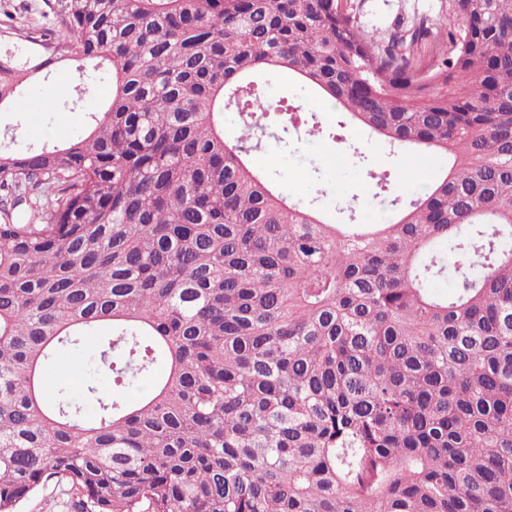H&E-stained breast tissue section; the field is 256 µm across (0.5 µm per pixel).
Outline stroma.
Segmentation results:
<instances>
[{
  "label": "stroma",
  "mask_w": 512,
  "mask_h": 512,
  "mask_svg": "<svg viewBox=\"0 0 512 512\" xmlns=\"http://www.w3.org/2000/svg\"><path fill=\"white\" fill-rule=\"evenodd\" d=\"M361 20L375 35H384L395 23L409 22L437 12L445 0H361ZM53 22L46 0H0V44L34 48V37ZM80 77L74 67L63 66L46 82L31 86L22 112H0V144L17 149L54 144L78 136L87 127L92 112L110 98V84L90 83L81 107L63 109L64 101L75 94ZM266 98L287 100L300 111L315 114L323 134L307 136L289 133L284 141L265 139L250 161L255 168L273 174L281 190L292 200L322 211L330 220L345 222L349 212H357L360 223L378 224L387 215V206L376 197L369 170L382 168L394 175V190L407 194L429 185L448 166L443 156L427 155L422 166L403 152L390 153L388 146L371 131L345 120L342 113L327 106L324 98L300 89L287 73H279L265 83ZM364 158L354 155V148ZM98 337H91L75 351L65 353L62 365L71 367L65 387L70 397L82 404L85 418L97 414L95 403L84 396L93 365ZM18 512H75L73 496L66 484L53 480L42 484L20 503Z\"/></svg>",
  "instance_id": "stroma-1"
}]
</instances>
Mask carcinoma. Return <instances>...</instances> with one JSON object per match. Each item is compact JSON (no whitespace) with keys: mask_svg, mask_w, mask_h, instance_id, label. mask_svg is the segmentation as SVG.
Returning <instances> with one entry per match:
<instances>
[{"mask_svg":"<svg viewBox=\"0 0 512 512\" xmlns=\"http://www.w3.org/2000/svg\"><path fill=\"white\" fill-rule=\"evenodd\" d=\"M447 2L380 40L353 0H48L43 52L0 48V107L112 83L0 150V512L55 477L77 512H512V0ZM277 72L448 169L369 172L383 224L290 200L249 162ZM103 324L88 420L43 383ZM81 82L74 67L63 66L46 82L33 85L27 92L22 113L0 112V143L2 148L39 147L78 136L90 122L92 112H97L110 98V84L106 80L88 85L82 106L74 111L64 110L62 103L75 95V86ZM21 124L11 140L12 129ZM9 130L6 136V131Z\"/></svg>","mask_w":512,"mask_h":512,"instance_id":"cac0c4a2","label":"carcinoma"}]
</instances>
